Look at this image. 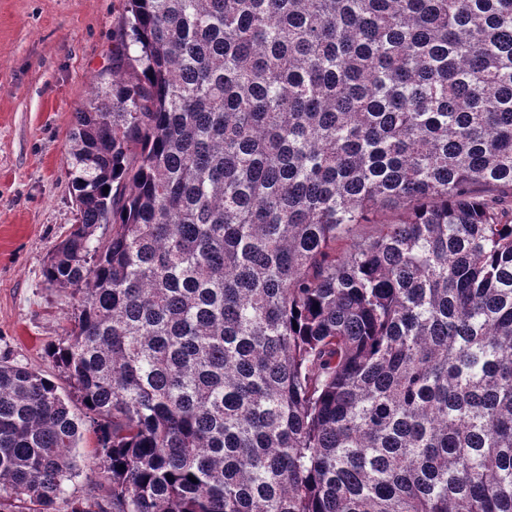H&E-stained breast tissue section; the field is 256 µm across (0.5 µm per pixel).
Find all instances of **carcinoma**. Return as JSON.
<instances>
[{
  "instance_id": "1",
  "label": "carcinoma",
  "mask_w": 512,
  "mask_h": 512,
  "mask_svg": "<svg viewBox=\"0 0 512 512\" xmlns=\"http://www.w3.org/2000/svg\"><path fill=\"white\" fill-rule=\"evenodd\" d=\"M67 164L0 512H512V0H126ZM76 468L65 482L68 496L86 495L102 475L103 466L96 438L92 432H84L82 439L72 453Z\"/></svg>"
}]
</instances>
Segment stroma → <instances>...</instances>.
<instances>
[{
    "label": "stroma",
    "instance_id": "1",
    "mask_svg": "<svg viewBox=\"0 0 512 512\" xmlns=\"http://www.w3.org/2000/svg\"><path fill=\"white\" fill-rule=\"evenodd\" d=\"M123 0H0V360L69 392L48 347L71 325L74 299L43 265L76 221L67 167L73 114L109 67ZM65 483L82 496L103 470L84 432Z\"/></svg>",
    "mask_w": 512,
    "mask_h": 512
}]
</instances>
